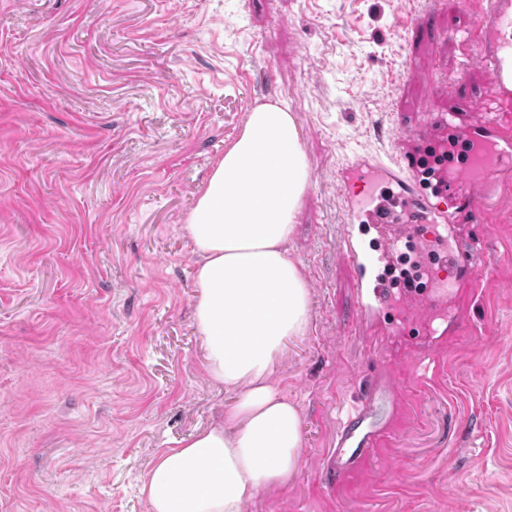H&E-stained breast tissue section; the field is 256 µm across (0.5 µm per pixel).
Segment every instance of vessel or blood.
Here are the masks:
<instances>
[{"instance_id":"b4317fda","label":"vessel or blood","mask_w":512,"mask_h":512,"mask_svg":"<svg viewBox=\"0 0 512 512\" xmlns=\"http://www.w3.org/2000/svg\"><path fill=\"white\" fill-rule=\"evenodd\" d=\"M475 32L491 85L502 102H511L512 0H481ZM431 128L448 131L474 146L466 165L436 189L423 188L420 174L406 158L388 164L358 153L337 173L346 216L340 245L355 273V320H375L379 309L391 301L392 282L379 268L389 264L402 244L412 242L421 267L437 289L433 295L410 289L402 298L425 336L436 333L432 316L450 304L448 289L478 279L483 270L475 251L463 249L458 242L454 226L458 210L486 212L493 204L492 191L512 176V130L486 114L460 125L450 114L433 111L426 126L410 131L408 137L422 144ZM395 404L396 391L389 379L378 378L366 386L360 406L339 428L330 474L340 477L356 469L381 436L373 418L382 407Z\"/></svg>"}]
</instances>
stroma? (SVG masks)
Instances as JSON below:
<instances>
[{"label": "stroma", "instance_id": "1", "mask_svg": "<svg viewBox=\"0 0 512 512\" xmlns=\"http://www.w3.org/2000/svg\"><path fill=\"white\" fill-rule=\"evenodd\" d=\"M427 7L0 0V512H150L138 484L157 450L232 405L202 367L183 225L247 113L276 101L310 171L287 246L309 328L272 375L302 448L247 512H512V193L464 219L489 266L429 351L394 307L375 353L338 247L336 176L355 153L394 162L430 110L492 98L477 40L459 41L473 13ZM382 368L391 430L329 482L336 432Z\"/></svg>", "mask_w": 512, "mask_h": 512}]
</instances>
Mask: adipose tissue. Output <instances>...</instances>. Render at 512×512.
I'll use <instances>...</instances> for the list:
<instances>
[{
    "mask_svg": "<svg viewBox=\"0 0 512 512\" xmlns=\"http://www.w3.org/2000/svg\"><path fill=\"white\" fill-rule=\"evenodd\" d=\"M309 182L296 120L277 102L247 114L199 190L184 226L199 257L195 331L206 374L236 401L159 451L140 486L150 512H245L298 469L300 413L271 376L285 340L309 325L308 285L286 249Z\"/></svg>",
    "mask_w": 512,
    "mask_h": 512,
    "instance_id": "1",
    "label": "adipose tissue"
}]
</instances>
